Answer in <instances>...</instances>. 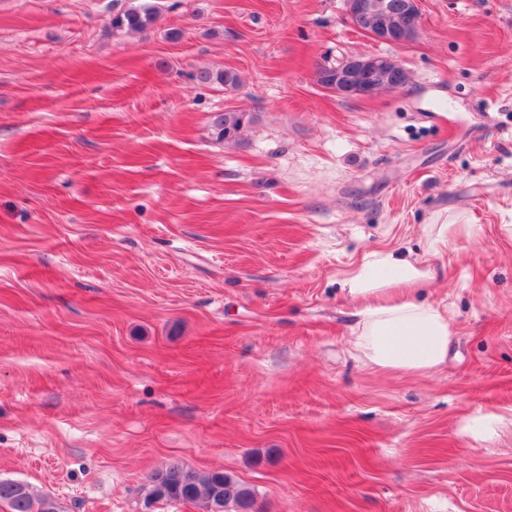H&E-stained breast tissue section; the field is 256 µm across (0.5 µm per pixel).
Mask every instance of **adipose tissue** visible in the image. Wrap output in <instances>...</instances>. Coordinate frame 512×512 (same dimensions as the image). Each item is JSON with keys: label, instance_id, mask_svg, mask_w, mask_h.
I'll return each instance as SVG.
<instances>
[{"label": "adipose tissue", "instance_id": "ef3b65f1", "mask_svg": "<svg viewBox=\"0 0 512 512\" xmlns=\"http://www.w3.org/2000/svg\"><path fill=\"white\" fill-rule=\"evenodd\" d=\"M430 277L423 263L393 250L366 253L352 270L346 284L358 305L351 344L370 367L427 374L445 363L452 320L447 310L412 296Z\"/></svg>", "mask_w": 512, "mask_h": 512}]
</instances>
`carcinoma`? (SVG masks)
I'll return each mask as SVG.
<instances>
[{"label": "carcinoma", "instance_id": "1", "mask_svg": "<svg viewBox=\"0 0 512 512\" xmlns=\"http://www.w3.org/2000/svg\"><path fill=\"white\" fill-rule=\"evenodd\" d=\"M116 8L112 27L119 30L141 31L154 19V8L149 3L135 5L114 0ZM195 79L202 85H220L234 88L239 84L238 75L232 71L200 70ZM253 116L246 112L227 111L212 120V134L218 141L238 138ZM18 481L0 479V502L8 505L10 512H63L58 502L50 496H38L30 487L20 491ZM144 501L156 503H197L203 512H213L211 505L220 503L223 512H253L255 496L233 476L221 471H197L174 463L148 477Z\"/></svg>", "mask_w": 512, "mask_h": 512}]
</instances>
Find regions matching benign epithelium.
Here are the masks:
<instances>
[{"label": "benign epithelium", "mask_w": 512, "mask_h": 512, "mask_svg": "<svg viewBox=\"0 0 512 512\" xmlns=\"http://www.w3.org/2000/svg\"><path fill=\"white\" fill-rule=\"evenodd\" d=\"M420 0H402L397 13L393 0H345L349 23L378 40L402 45L413 39L422 24ZM409 73L392 57L352 55L336 65V84L329 90L345 97H370L382 90L406 87Z\"/></svg>", "instance_id": "7a95c632"}]
</instances>
